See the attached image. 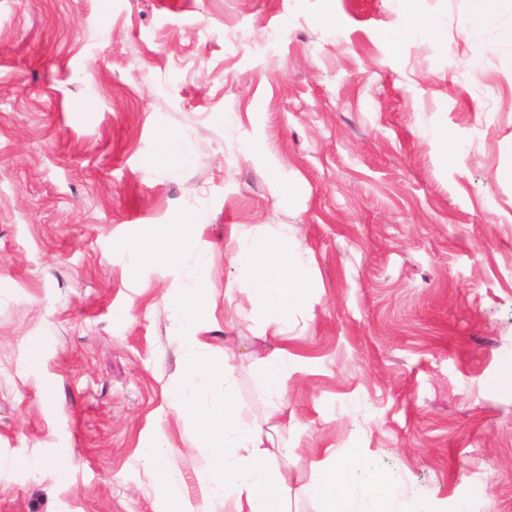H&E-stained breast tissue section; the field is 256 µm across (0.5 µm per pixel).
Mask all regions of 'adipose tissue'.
Listing matches in <instances>:
<instances>
[{
    "label": "adipose tissue",
    "mask_w": 512,
    "mask_h": 512,
    "mask_svg": "<svg viewBox=\"0 0 512 512\" xmlns=\"http://www.w3.org/2000/svg\"><path fill=\"white\" fill-rule=\"evenodd\" d=\"M231 245L230 256L238 271L236 285L247 293L263 333L280 344L255 371L254 384L268 398L278 399L295 370V362L284 348L288 339L286 327L311 283L301 264L298 244L288 233L271 237L258 230L236 231L231 236ZM140 448L166 492L164 512H195L194 507L173 492L177 478L168 465V448L163 440L144 437ZM363 481L368 484L363 498L353 500L348 489ZM303 493L319 504V512H438L431 499H401L391 478L382 472L368 471L362 452L356 448L340 456L329 454L327 463L318 466Z\"/></svg>",
    "instance_id": "ef3b65f1"
}]
</instances>
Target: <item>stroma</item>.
<instances>
[{"label": "stroma", "mask_w": 512, "mask_h": 512, "mask_svg": "<svg viewBox=\"0 0 512 512\" xmlns=\"http://www.w3.org/2000/svg\"><path fill=\"white\" fill-rule=\"evenodd\" d=\"M414 10L436 36L393 46L398 0H0V512H163L148 435L179 496L228 512L169 400L194 259L138 270L120 246L188 210L198 334L270 429L291 512H316L329 448L365 449L403 499L512 512V389L491 386L512 371V12ZM163 128L186 163L155 164ZM234 226L288 231L311 277L277 407Z\"/></svg>", "instance_id": "obj_1"}]
</instances>
